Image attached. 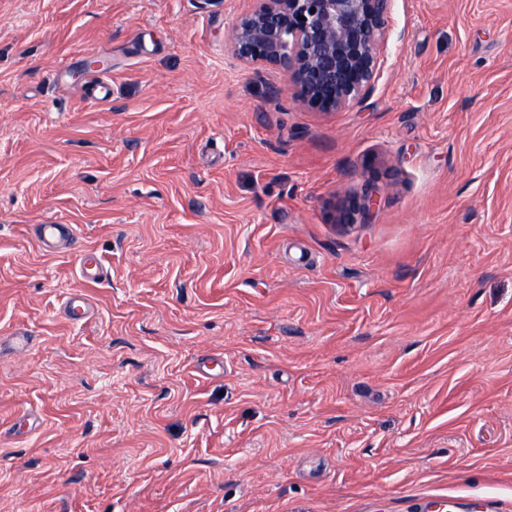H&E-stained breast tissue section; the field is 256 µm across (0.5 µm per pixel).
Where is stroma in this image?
I'll use <instances>...</instances> for the list:
<instances>
[{
	"instance_id": "stroma-1",
	"label": "stroma",
	"mask_w": 512,
	"mask_h": 512,
	"mask_svg": "<svg viewBox=\"0 0 512 512\" xmlns=\"http://www.w3.org/2000/svg\"><path fill=\"white\" fill-rule=\"evenodd\" d=\"M255 5L0 0V335L34 338L0 349V512H512V0H394L329 113L233 57ZM376 193V187L368 181L360 193L334 197L328 202L331 224L341 230H348L355 224H366L376 205ZM36 241L51 255L75 254L83 277L97 281L102 277L103 267L92 252L82 247L72 224L46 222L36 224Z\"/></svg>"
}]
</instances>
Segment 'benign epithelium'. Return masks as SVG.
Masks as SVG:
<instances>
[{"label": "benign epithelium", "instance_id": "obj_1", "mask_svg": "<svg viewBox=\"0 0 512 512\" xmlns=\"http://www.w3.org/2000/svg\"><path fill=\"white\" fill-rule=\"evenodd\" d=\"M232 25L227 41L245 65L286 72L297 97L322 112L362 106L378 80L391 38L393 0H256ZM377 189L328 202L331 224L348 230L366 223Z\"/></svg>", "mask_w": 512, "mask_h": 512}]
</instances>
